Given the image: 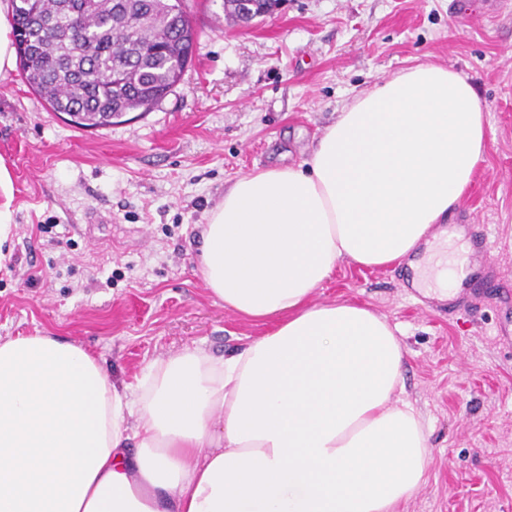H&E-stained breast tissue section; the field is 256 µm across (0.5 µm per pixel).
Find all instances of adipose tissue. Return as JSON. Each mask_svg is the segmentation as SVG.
Segmentation results:
<instances>
[{"instance_id": "adipose-tissue-1", "label": "adipose tissue", "mask_w": 512, "mask_h": 512, "mask_svg": "<svg viewBox=\"0 0 512 512\" xmlns=\"http://www.w3.org/2000/svg\"><path fill=\"white\" fill-rule=\"evenodd\" d=\"M493 140L469 82L407 67L339 112L308 160L238 177L207 213L208 291L269 333L155 360L132 390L82 347L0 341V512H396L429 466L398 398L406 350L366 306L312 296L340 261L440 254L431 228Z\"/></svg>"}]
</instances>
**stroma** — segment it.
<instances>
[{
	"mask_svg": "<svg viewBox=\"0 0 512 512\" xmlns=\"http://www.w3.org/2000/svg\"><path fill=\"white\" fill-rule=\"evenodd\" d=\"M283 0L243 26L224 0H183L197 50L148 112L78 129L19 70L0 73V162L13 183L0 262V339L82 346L117 386L156 359L221 357L270 326L226 309L199 274L207 212L234 180L307 160L362 91L419 62L469 81L494 130L466 201L448 216L490 246L493 292H512V0ZM407 264L337 263L319 302L368 305L406 349L404 394L430 431L427 485L398 512H512V310L417 300Z\"/></svg>",
	"mask_w": 512,
	"mask_h": 512,
	"instance_id": "obj_1",
	"label": "stroma"
}]
</instances>
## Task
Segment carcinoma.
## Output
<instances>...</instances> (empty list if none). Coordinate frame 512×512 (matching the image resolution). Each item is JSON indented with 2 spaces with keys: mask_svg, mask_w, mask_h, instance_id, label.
I'll return each mask as SVG.
<instances>
[{
  "mask_svg": "<svg viewBox=\"0 0 512 512\" xmlns=\"http://www.w3.org/2000/svg\"><path fill=\"white\" fill-rule=\"evenodd\" d=\"M22 74L82 129L159 104L197 44L181 0H12Z\"/></svg>",
  "mask_w": 512,
  "mask_h": 512,
  "instance_id": "carcinoma-1",
  "label": "carcinoma"
}]
</instances>
